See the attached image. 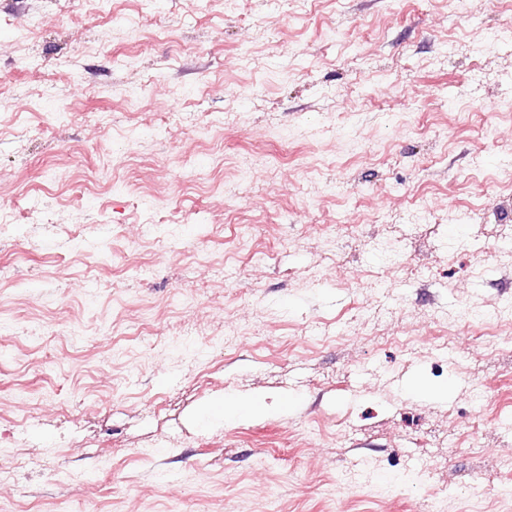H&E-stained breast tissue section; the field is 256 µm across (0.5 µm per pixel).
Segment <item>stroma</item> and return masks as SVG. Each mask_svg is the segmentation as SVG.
<instances>
[{
  "mask_svg": "<svg viewBox=\"0 0 512 512\" xmlns=\"http://www.w3.org/2000/svg\"><path fill=\"white\" fill-rule=\"evenodd\" d=\"M1 268L0 512H512V0H0Z\"/></svg>",
  "mask_w": 512,
  "mask_h": 512,
  "instance_id": "obj_1",
  "label": "stroma"
}]
</instances>
